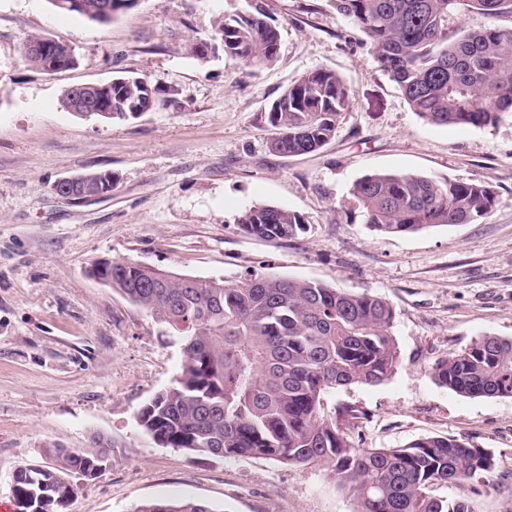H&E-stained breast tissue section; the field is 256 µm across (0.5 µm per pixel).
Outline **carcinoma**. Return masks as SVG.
I'll list each match as a JSON object with an SVG mask.
<instances>
[{"instance_id":"obj_1","label":"carcinoma","mask_w":512,"mask_h":512,"mask_svg":"<svg viewBox=\"0 0 512 512\" xmlns=\"http://www.w3.org/2000/svg\"><path fill=\"white\" fill-rule=\"evenodd\" d=\"M109 0H82L75 13L108 23ZM369 40L381 70L411 107L436 125H496L512 112V27L495 25L451 35L462 12L512 17V0H336ZM31 36L22 57L43 66ZM280 32L262 4L216 21L209 41L192 46L205 60L224 57L251 67L275 61ZM108 120L128 121L167 101V90L143 77H119L106 92ZM350 106L345 79L329 68L307 72L268 108L271 149L313 153L335 135ZM98 192H112L100 171L84 173ZM351 194L371 227L409 233L474 224L494 206L484 184L435 181L411 172H373ZM245 233L287 240L304 218L285 208L252 207L238 219ZM91 274L145 311L182 351L173 384L139 410L138 427L164 448L209 458L264 457L283 464L321 465L358 504L357 512H471L463 499L429 494L433 485L480 484L493 454L453 437H425L402 448H357L348 430L362 411L328 405L351 385L378 386L394 372V312L382 297L274 275L241 281L202 279L144 267L131 260L93 264ZM438 383L468 397H512V339L486 335L437 361ZM52 466L15 474L18 512H65L75 470L108 466L113 445L99 432L77 450L48 448ZM133 512H216L198 500H148Z\"/></svg>"}]
</instances>
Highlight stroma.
Wrapping results in <instances>:
<instances>
[{
  "mask_svg": "<svg viewBox=\"0 0 512 512\" xmlns=\"http://www.w3.org/2000/svg\"><path fill=\"white\" fill-rule=\"evenodd\" d=\"M281 34L263 68L191 46L246 0H137L101 25L49 0H0V512H17L13 475L49 465L50 448L114 444L96 478L72 475L68 512H133L153 499L207 502L218 512H356L319 466L253 457L195 458L143 434L136 416L171 386L176 339L90 273L97 260L207 279L274 274L368 292L393 307L399 361L378 386L337 391L363 410L358 448H400L450 436L489 449L481 485H436L472 512H512V398H470L440 386L434 363L482 336L512 338V115L492 127L420 118L380 70L370 45L331 0H263ZM69 45L73 68L49 74L21 62L23 41ZM329 68L351 89L336 133L309 155L269 148L267 109L304 73ZM149 77L167 105L121 121L65 109L78 84ZM112 172L110 195L59 197L61 178ZM375 171L479 182L492 210L474 224L391 234L355 209L353 184ZM255 206L301 214L291 239L262 241L238 218Z\"/></svg>",
  "mask_w": 512,
  "mask_h": 512,
  "instance_id": "stroma-1",
  "label": "stroma"
}]
</instances>
